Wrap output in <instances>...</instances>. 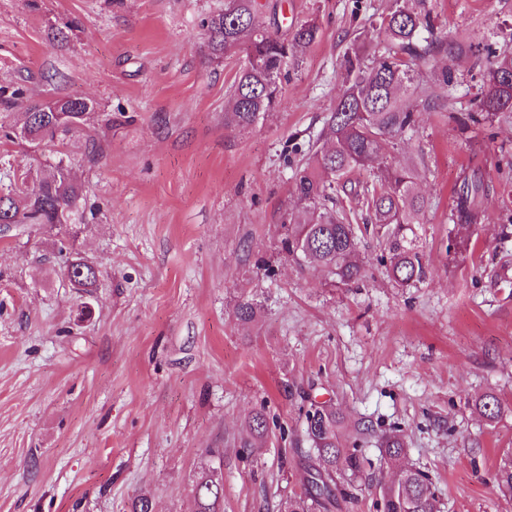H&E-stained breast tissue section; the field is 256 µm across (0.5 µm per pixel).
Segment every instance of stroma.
Masks as SVG:
<instances>
[{
  "label": "stroma",
  "instance_id": "obj_1",
  "mask_svg": "<svg viewBox=\"0 0 512 512\" xmlns=\"http://www.w3.org/2000/svg\"><path fill=\"white\" fill-rule=\"evenodd\" d=\"M270 2L262 22L311 20L319 34L278 106L241 128L225 113L244 55L210 58L200 25L224 0H0V87L96 103L62 149L0 139V177L64 152L88 212L77 245L98 272L86 300L53 273L68 227L0 237V512H130L141 494L154 512H195L208 466L224 512H278L305 489L306 395L370 429L374 481L335 512H380L375 482L392 471L377 464L376 436L396 426L403 466L429 476L441 512H512L494 488L512 458V171L498 169L512 113L463 128L485 62L455 48L511 52L512 0H428L445 44L415 65L416 130L383 143L389 164L416 167L426 200L413 232L427 277L406 290L375 265L371 230L351 286L280 249L284 143L321 131L348 48L382 51L374 25L392 0ZM466 169L493 188L455 259L450 213ZM243 290L262 304L246 327L234 319ZM489 391L503 406L490 424L472 408ZM261 408L278 428L264 447H241Z\"/></svg>",
  "mask_w": 512,
  "mask_h": 512
}]
</instances>
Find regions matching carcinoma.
Returning <instances> with one entry per match:
<instances>
[{"label": "carcinoma", "mask_w": 512, "mask_h": 512, "mask_svg": "<svg viewBox=\"0 0 512 512\" xmlns=\"http://www.w3.org/2000/svg\"><path fill=\"white\" fill-rule=\"evenodd\" d=\"M427 4L428 0H414L405 7L394 0L380 23L389 46L379 57L367 59L356 49L345 53L343 89L325 118L324 132L332 147L305 163L297 160L296 144L284 154L293 171V184L292 205L282 215L288 235L281 240V249L299 265L323 267L338 284H355L365 273L358 259L359 226L336 208L340 192L361 198L371 223L381 232L382 250L375 261L388 278L407 288L426 277L422 256L409 235L424 208V199L416 191V169L388 165L381 155V143L387 136L414 128L415 110L409 102L413 61L443 46V40L434 35ZM263 8L259 0H226L224 11L201 21L210 56L221 58L238 48L246 52L247 63L239 72L227 111L230 121L241 127L254 125L277 106L290 72L299 67L301 52L318 35L311 22L296 24L282 34L258 19ZM422 30L431 38H420ZM480 56L486 61L483 90L471 116L478 125L499 112H512V56L500 54L495 42L483 44ZM58 102L68 119L60 120V113L50 107H30L20 123L33 121L31 132L50 142L82 132L90 114L88 106L78 96H65ZM356 170L373 172L375 182L350 184L349 175ZM488 190L489 184L476 175L464 176L452 221L465 229L482 223L481 203ZM80 200L71 168L60 159L38 182L31 185L24 175L7 186L0 201L10 217L0 233L7 234L12 226L51 229L59 225L61 216L71 223L83 216ZM76 251L75 238L58 240L55 258L60 271L67 266L86 269L88 274L76 279L74 287L92 288L96 271L81 258L71 257ZM257 311L258 303L242 295L234 314L246 325L255 320ZM474 409L485 421L493 422L501 414L502 403L496 394L487 392L475 401ZM300 412L311 464L305 491L289 497L284 512H333L337 496H347V488L361 477L363 458L359 449L343 446L344 418L331 402L311 399ZM268 436L269 419L259 409L248 418L242 447H261ZM406 451L402 430L395 428L384 437L381 459L394 466ZM495 481L503 495L512 497V461L498 469ZM193 492L196 512H224L223 492L212 471L198 473ZM379 497L382 512H439L432 482L420 470L397 469L390 480L379 484Z\"/></svg>", "instance_id": "obj_1"}]
</instances>
